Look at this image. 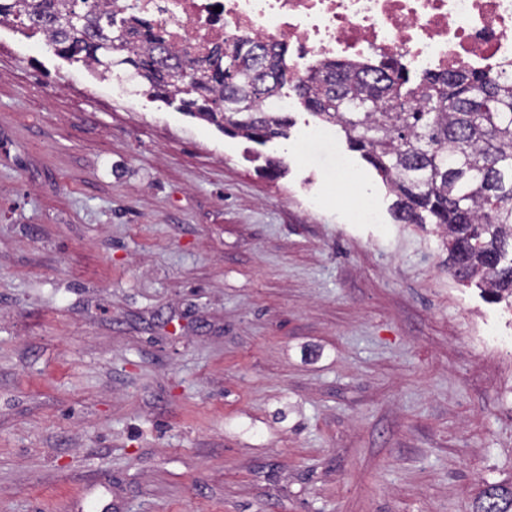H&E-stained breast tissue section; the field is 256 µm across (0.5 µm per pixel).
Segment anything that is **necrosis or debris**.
I'll return each instance as SVG.
<instances>
[{
    "label": "necrosis or debris",
    "mask_w": 512,
    "mask_h": 512,
    "mask_svg": "<svg viewBox=\"0 0 512 512\" xmlns=\"http://www.w3.org/2000/svg\"><path fill=\"white\" fill-rule=\"evenodd\" d=\"M175 48L201 53L251 37L288 48V74L326 59L407 71L512 66V0H135Z\"/></svg>",
    "instance_id": "obj_1"
}]
</instances>
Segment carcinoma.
Masks as SVG:
<instances>
[{"instance_id": "cac0c4a2", "label": "carcinoma", "mask_w": 512, "mask_h": 512, "mask_svg": "<svg viewBox=\"0 0 512 512\" xmlns=\"http://www.w3.org/2000/svg\"><path fill=\"white\" fill-rule=\"evenodd\" d=\"M114 0H0V21L47 36L57 55L96 66L104 80L127 65L157 95H179L190 114L260 143L291 120L269 103L287 82L285 49L243 38L214 46L189 69L165 33L135 7L116 25ZM95 17L83 27L74 16ZM300 99L337 125L397 196L395 218L436 225L454 276L512 298V74L426 73L345 61L311 68ZM478 512H512V489L490 487Z\"/></svg>"}]
</instances>
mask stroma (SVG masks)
I'll list each match as a JSON object with an SVG mask.
<instances>
[{"mask_svg": "<svg viewBox=\"0 0 512 512\" xmlns=\"http://www.w3.org/2000/svg\"><path fill=\"white\" fill-rule=\"evenodd\" d=\"M282 92L260 144L0 33V512H477L512 486V303L338 129L298 154L321 122ZM361 189L379 223H349Z\"/></svg>", "mask_w": 512, "mask_h": 512, "instance_id": "35a3bbf8", "label": "stroma"}]
</instances>
